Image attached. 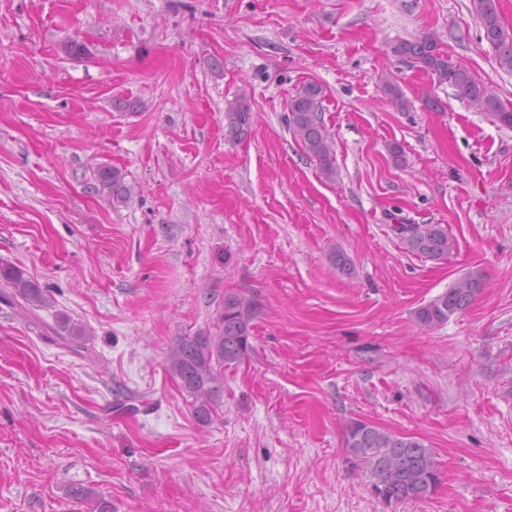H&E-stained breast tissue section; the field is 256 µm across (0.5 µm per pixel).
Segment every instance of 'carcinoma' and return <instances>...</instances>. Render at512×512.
<instances>
[{"mask_svg":"<svg viewBox=\"0 0 512 512\" xmlns=\"http://www.w3.org/2000/svg\"><path fill=\"white\" fill-rule=\"evenodd\" d=\"M484 39L500 68L512 72V32L502 24L496 0H472ZM397 56L409 59L441 84L455 89L474 109L486 112L502 125L512 127V109L507 108L484 82L466 67L455 63L430 35L401 40L393 46ZM323 88L312 81L303 83L288 101V125L306 154L315 159L320 173L336 177L332 137L322 118ZM224 116L228 134L242 138L252 124L249 99L241 94L226 103ZM95 191L105 193L112 204H124L131 190L125 174L111 167L97 170ZM404 248L413 254L440 261L448 258L454 241L439 224H401L396 227ZM484 275L469 273L448 291L415 310L416 322L424 328L439 326L465 309L480 293ZM0 301L10 303L23 315L47 305L46 290L10 263H0ZM253 309L238 294L224 295L213 327L176 337L168 347L166 370L192 399L195 417L206 423L224 395V369L239 365L251 348ZM348 452L371 463L372 487L387 503L423 499L440 483L431 449L413 437H401L364 422L352 423L345 439Z\"/></svg>","mask_w":512,"mask_h":512,"instance_id":"cac0c4a2","label":"carcinoma"}]
</instances>
